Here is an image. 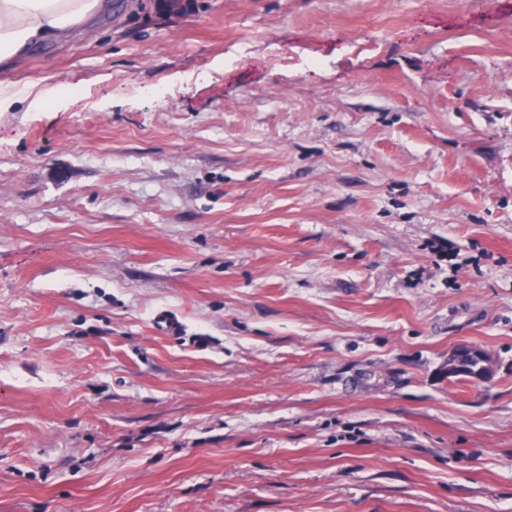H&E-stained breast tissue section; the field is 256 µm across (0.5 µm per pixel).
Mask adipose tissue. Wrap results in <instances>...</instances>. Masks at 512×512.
Returning <instances> with one entry per match:
<instances>
[{
	"label": "adipose tissue",
	"mask_w": 512,
	"mask_h": 512,
	"mask_svg": "<svg viewBox=\"0 0 512 512\" xmlns=\"http://www.w3.org/2000/svg\"><path fill=\"white\" fill-rule=\"evenodd\" d=\"M101 6V0H0V62L58 39Z\"/></svg>",
	"instance_id": "1"
}]
</instances>
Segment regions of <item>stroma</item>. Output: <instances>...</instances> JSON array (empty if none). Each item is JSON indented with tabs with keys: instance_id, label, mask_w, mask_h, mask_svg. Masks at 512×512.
<instances>
[{
	"instance_id": "35a3bbf8",
	"label": "stroma",
	"mask_w": 512,
	"mask_h": 512,
	"mask_svg": "<svg viewBox=\"0 0 512 512\" xmlns=\"http://www.w3.org/2000/svg\"><path fill=\"white\" fill-rule=\"evenodd\" d=\"M109 3L0 68L67 93L0 114V512H512V0ZM493 374L494 363L489 354L480 347L462 345L453 350L448 357L450 378L489 381Z\"/></svg>"
}]
</instances>
